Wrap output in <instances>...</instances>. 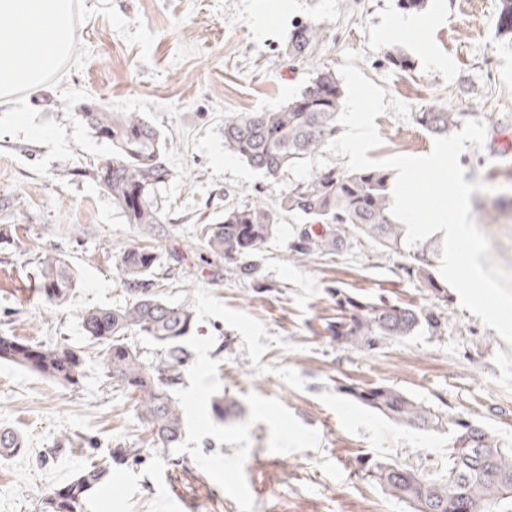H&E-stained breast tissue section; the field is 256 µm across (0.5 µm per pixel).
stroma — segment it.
<instances>
[{
    "label": "stroma",
    "instance_id": "35a3bbf8",
    "mask_svg": "<svg viewBox=\"0 0 512 512\" xmlns=\"http://www.w3.org/2000/svg\"><path fill=\"white\" fill-rule=\"evenodd\" d=\"M126 19L154 33L149 63L100 15L74 35L89 53L82 69L29 90L40 120L65 126L72 159L52 161L47 176L32 166L49 148L0 135V332L56 346L81 345L79 316L131 296L117 270L126 248L142 243L88 171L109 154L82 121L90 104L137 112L168 140L170 180L160 191L164 220L150 242L159 256L155 281L167 301L195 317L186 339L193 357L176 392L184 431L178 445L153 446L136 403L109 384L97 357L78 386L52 382L0 362V428L25 446L0 457V512H36L38 500L64 485L91 456L136 448L137 459L112 466V481L85 512H411L407 503L361 475L362 457H387L421 471L445 467L450 437L397 426L343 393L349 384H384L436 410L473 422L512 446V346L463 309L453 288L436 293L407 273L411 246L382 249L351 233L333 257L294 263L282 256L297 221L286 220L261 253L259 283L238 279L203 250L182 251L198 225L225 203L257 194L276 199L307 168L277 183L224 148V115L283 105L314 70H337L343 54L362 53L363 74L419 112L438 103L467 119L494 115L483 147L459 157L466 182L485 184L470 197L491 255L512 272V154L489 163L499 131L512 126V35L501 33L500 0H427L428 30L400 33L397 0H112ZM298 24L319 27L305 62L283 49ZM400 45L413 61L388 59ZM383 139L369 158L422 156L432 135L394 111L376 117ZM55 252L74 268L68 302L48 305L37 257ZM338 286L372 299L434 308L427 330L365 352L343 350L327 324ZM234 398L239 411L218 420L211 399ZM88 436L94 448L48 456L61 436Z\"/></svg>",
    "mask_w": 512,
    "mask_h": 512
}]
</instances>
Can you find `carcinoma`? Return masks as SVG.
Wrapping results in <instances>:
<instances>
[{"mask_svg": "<svg viewBox=\"0 0 512 512\" xmlns=\"http://www.w3.org/2000/svg\"><path fill=\"white\" fill-rule=\"evenodd\" d=\"M319 28L296 27L285 45L293 62L307 56ZM344 90L336 74L317 70L288 102L253 112L224 113V148L258 170L271 183L285 171L305 166L322 153L339 131L337 114ZM83 119L110 148V155L91 167V178L112 199L127 223L149 233L162 223L157 195L170 177L167 142L137 112L93 108ZM462 113L431 104L416 113L417 124L433 136H446L461 124ZM391 173L384 168L346 170L336 164L311 171L272 202L227 204L224 216L200 224L196 238L210 256L224 260L246 280L258 281V256L289 218L303 220L283 260L336 255L356 230L387 250H399L406 227L390 214ZM408 274L424 288L440 289L427 248L414 253ZM158 256L151 245H134L119 257V269L132 301L115 308L82 312L80 326L88 346L97 349L105 377L134 396L141 419L159 448L175 447L183 434L181 404L174 393L182 384L191 353L185 340L194 325L193 312L162 299L152 277ZM45 300L65 304L75 274L61 257L45 253L38 263ZM339 316L328 325L342 349L373 351L386 342L405 339L419 329H438L429 307L401 305L384 299L367 301L338 287L329 288ZM146 336L163 349V358L146 362L131 347L128 335ZM87 352L81 346H46L0 334V362L38 373L54 382L76 386ZM355 400L394 423L425 431H446L451 439L448 465L441 473L403 468L385 458H361L360 469L388 493L407 502L411 512H512V448L505 447L473 422L434 410L387 385L348 387ZM235 403L218 394L212 410L219 420L234 414ZM24 447L14 431L0 429V456ZM139 454L116 448L106 459L90 461L69 483L40 500L38 512H83L88 495L109 483L112 461Z\"/></svg>", "mask_w": 512, "mask_h": 512, "instance_id": "obj_1", "label": "carcinoma"}]
</instances>
